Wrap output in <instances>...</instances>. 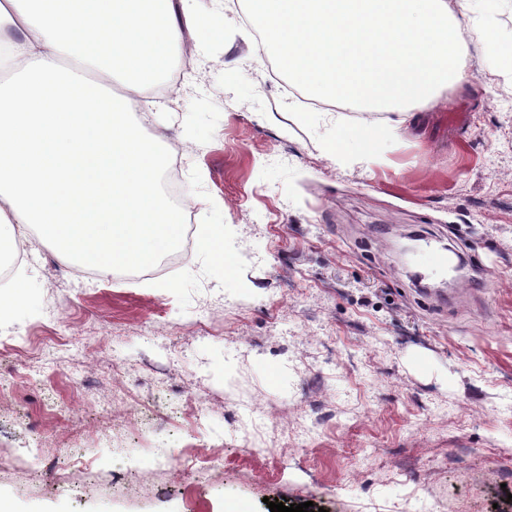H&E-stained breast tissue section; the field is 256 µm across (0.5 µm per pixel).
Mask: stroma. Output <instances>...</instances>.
Returning a JSON list of instances; mask_svg holds the SVG:
<instances>
[{
	"instance_id": "stroma-1",
	"label": "stroma",
	"mask_w": 512,
	"mask_h": 512,
	"mask_svg": "<svg viewBox=\"0 0 512 512\" xmlns=\"http://www.w3.org/2000/svg\"><path fill=\"white\" fill-rule=\"evenodd\" d=\"M194 7L216 30L186 32L143 131L180 154L233 270L196 244L105 277L31 235L28 298L0 322V495L15 512H512V75L471 47L468 84L366 147L350 128L387 112L270 76L241 0ZM410 232L463 260L447 298L398 262Z\"/></svg>"
}]
</instances>
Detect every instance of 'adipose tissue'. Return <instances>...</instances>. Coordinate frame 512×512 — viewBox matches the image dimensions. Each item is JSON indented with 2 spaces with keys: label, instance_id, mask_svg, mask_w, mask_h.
Listing matches in <instances>:
<instances>
[{
  "label": "adipose tissue",
  "instance_id": "1",
  "mask_svg": "<svg viewBox=\"0 0 512 512\" xmlns=\"http://www.w3.org/2000/svg\"><path fill=\"white\" fill-rule=\"evenodd\" d=\"M191 0H0V246L37 228L66 258L109 275L153 264L179 241L184 214L159 190L155 138L131 117L159 82L183 28L210 34ZM262 41L291 81L320 98L398 113L470 79L469 44L494 70L495 7L472 0H247ZM469 18L462 28L461 18ZM93 81L74 80L62 53Z\"/></svg>",
  "mask_w": 512,
  "mask_h": 512
}]
</instances>
